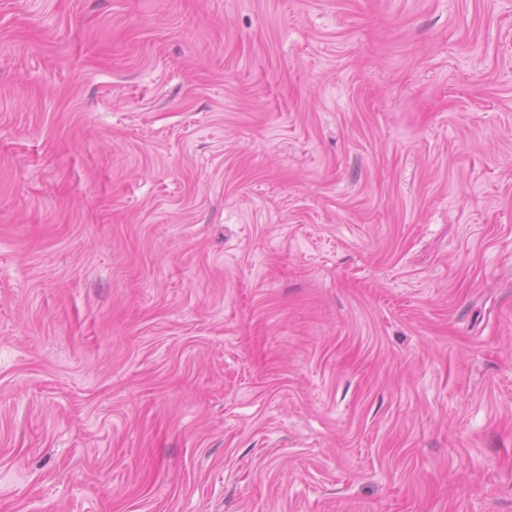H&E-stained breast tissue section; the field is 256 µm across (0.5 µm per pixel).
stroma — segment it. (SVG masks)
Segmentation results:
<instances>
[{
	"instance_id": "obj_1",
	"label": "stroma",
	"mask_w": 512,
	"mask_h": 512,
	"mask_svg": "<svg viewBox=\"0 0 512 512\" xmlns=\"http://www.w3.org/2000/svg\"><path fill=\"white\" fill-rule=\"evenodd\" d=\"M0 512H512V0H0Z\"/></svg>"
}]
</instances>
